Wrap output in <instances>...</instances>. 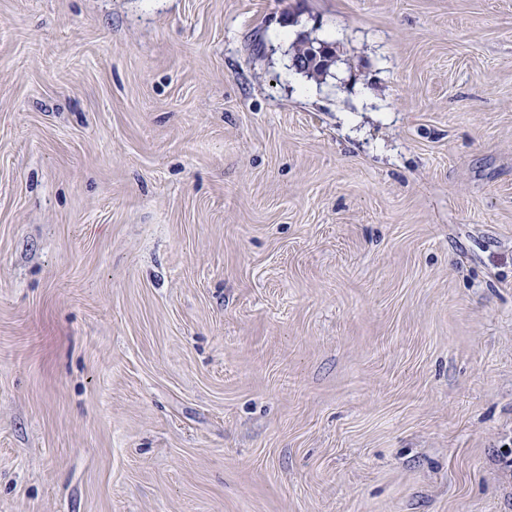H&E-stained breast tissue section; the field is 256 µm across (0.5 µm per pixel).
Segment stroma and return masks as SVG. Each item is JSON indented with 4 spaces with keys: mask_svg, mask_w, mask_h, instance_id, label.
<instances>
[{
    "mask_svg": "<svg viewBox=\"0 0 512 512\" xmlns=\"http://www.w3.org/2000/svg\"><path fill=\"white\" fill-rule=\"evenodd\" d=\"M0 512H512V0H0Z\"/></svg>",
    "mask_w": 512,
    "mask_h": 512,
    "instance_id": "obj_1",
    "label": "stroma"
}]
</instances>
